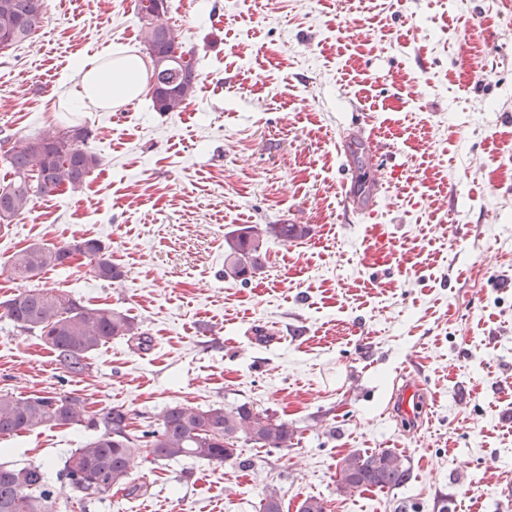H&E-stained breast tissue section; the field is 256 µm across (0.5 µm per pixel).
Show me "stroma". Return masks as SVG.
Here are the masks:
<instances>
[{
	"mask_svg": "<svg viewBox=\"0 0 512 512\" xmlns=\"http://www.w3.org/2000/svg\"><path fill=\"white\" fill-rule=\"evenodd\" d=\"M31 40L0 50V145L88 128L101 159L82 191L0 223L9 259L32 244L100 240L123 272L79 263L31 280L127 313L150 343L113 340L69 377L40 338L0 318V391L129 409L148 429L174 406L248 404L290 447L225 462L130 463L134 494L83 498L58 477L83 425L0 439V465L42 464L58 512H512V0H169L164 21L199 82L178 112L148 94L74 110L63 95L107 48L146 56L134 0H46ZM388 152L377 174L350 144ZM360 212L344 216L352 171ZM269 240L248 284L224 277V235ZM415 385L422 419L399 410ZM391 450L394 489L339 491L336 464Z\"/></svg>",
	"mask_w": 512,
	"mask_h": 512,
	"instance_id": "stroma-1",
	"label": "stroma"
}]
</instances>
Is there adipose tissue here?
Segmentation results:
<instances>
[{
	"label": "adipose tissue",
	"mask_w": 512,
	"mask_h": 512,
	"mask_svg": "<svg viewBox=\"0 0 512 512\" xmlns=\"http://www.w3.org/2000/svg\"><path fill=\"white\" fill-rule=\"evenodd\" d=\"M145 63L138 56L119 52L81 65L72 92L74 99L106 108L140 95Z\"/></svg>",
	"instance_id": "ef3b65f1"
}]
</instances>
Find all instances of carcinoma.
I'll return each instance as SVG.
<instances>
[{"instance_id":"1","label":"carcinoma","mask_w":512,"mask_h":512,"mask_svg":"<svg viewBox=\"0 0 512 512\" xmlns=\"http://www.w3.org/2000/svg\"><path fill=\"white\" fill-rule=\"evenodd\" d=\"M45 0H0V33L8 32L12 43L29 39L44 18ZM146 50L161 56L184 58L175 32L163 23L141 28ZM151 79L167 88L161 97L152 98L158 112H177L196 91L199 73L193 59L183 66L168 63L152 65ZM13 178L0 186V221L9 222L31 209L37 197L60 191L81 189L101 159L93 151L72 148L58 134L38 135L17 140L5 155ZM306 224H253L240 226L224 234V278L247 283L265 266L267 242L283 243L308 237ZM89 253L86 264L98 259L100 271L94 277L117 281L123 273L98 239L90 238L74 248L43 245L37 251L24 248L13 254L9 272L14 279L29 281L45 270L66 265L73 251ZM3 315L23 331L42 340L61 368L74 376L85 374L91 366L90 355L118 338L139 337L147 342L134 319L110 308L90 307L71 295L51 288H23L4 304ZM103 431L69 454L61 470L62 477L75 489L90 497L87 482L104 476L103 495L114 486L130 483L128 463L137 454L152 461L199 458L224 462L235 457L238 443L260 448H287L294 436L288 422L260 413L246 404L231 410L222 407L197 409L171 407L155 427L141 434L127 431L130 411L121 407L98 411ZM83 422L76 399L70 396L30 395L20 397L0 393V437L40 428ZM339 487L349 491L377 487L392 489L404 485L410 477L400 457L390 451L350 454L337 463ZM0 512H57L54 491L45 470L39 464L0 466Z\"/></svg>"}]
</instances>
